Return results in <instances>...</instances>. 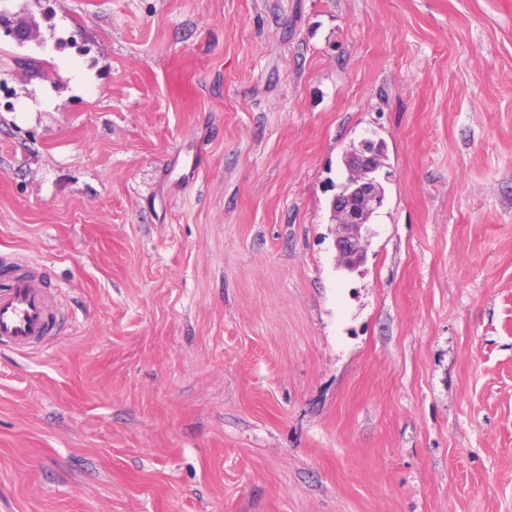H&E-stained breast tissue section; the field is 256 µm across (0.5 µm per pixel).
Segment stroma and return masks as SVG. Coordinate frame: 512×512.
<instances>
[{
    "label": "stroma",
    "instance_id": "35a3bbf8",
    "mask_svg": "<svg viewBox=\"0 0 512 512\" xmlns=\"http://www.w3.org/2000/svg\"><path fill=\"white\" fill-rule=\"evenodd\" d=\"M0 15V284L62 314L0 346V512H512V0ZM378 148L385 151L383 141L378 144L372 138H364L359 142L354 168L347 169L349 176L336 185L330 203L331 220L337 228V253L342 261L354 265L365 255L361 229L384 200L381 176L387 163ZM342 169L346 176L347 171ZM388 174L384 171L383 178L387 179Z\"/></svg>",
    "mask_w": 512,
    "mask_h": 512
}]
</instances>
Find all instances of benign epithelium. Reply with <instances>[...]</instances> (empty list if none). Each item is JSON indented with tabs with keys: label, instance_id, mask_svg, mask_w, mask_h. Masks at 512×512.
Here are the masks:
<instances>
[{
	"label": "benign epithelium",
	"instance_id": "obj_1",
	"mask_svg": "<svg viewBox=\"0 0 512 512\" xmlns=\"http://www.w3.org/2000/svg\"><path fill=\"white\" fill-rule=\"evenodd\" d=\"M385 168L387 163L378 152V143L364 138L359 142L354 168L336 185L330 203L331 220L337 228L336 250L345 262L355 264L364 258L361 229L372 212L383 204L382 179L388 178Z\"/></svg>",
	"mask_w": 512,
	"mask_h": 512
}]
</instances>
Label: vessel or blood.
<instances>
[{
  "instance_id": "b4317fda",
  "label": "vessel or blood",
  "mask_w": 512,
  "mask_h": 512,
  "mask_svg": "<svg viewBox=\"0 0 512 512\" xmlns=\"http://www.w3.org/2000/svg\"><path fill=\"white\" fill-rule=\"evenodd\" d=\"M53 315L48 291L38 271H15L0 289V342L28 349L48 336Z\"/></svg>"
}]
</instances>
